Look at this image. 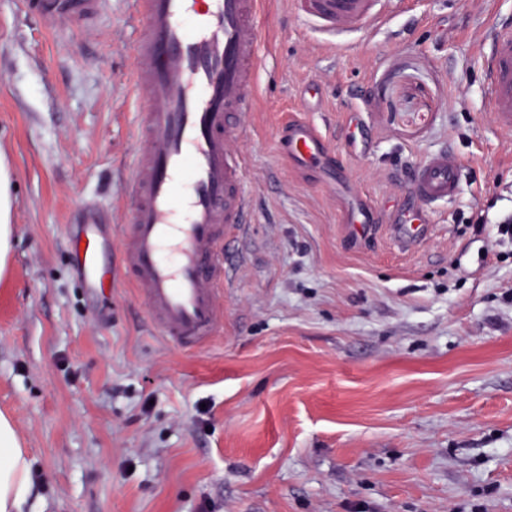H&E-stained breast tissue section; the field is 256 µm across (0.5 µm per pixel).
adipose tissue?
<instances>
[{
    "label": "adipose tissue",
    "mask_w": 512,
    "mask_h": 512,
    "mask_svg": "<svg viewBox=\"0 0 512 512\" xmlns=\"http://www.w3.org/2000/svg\"><path fill=\"white\" fill-rule=\"evenodd\" d=\"M32 491L27 451L11 420L0 414V512H23Z\"/></svg>",
    "instance_id": "adipose-tissue-1"
}]
</instances>
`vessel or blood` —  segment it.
I'll return each instance as SVG.
<instances>
[{"label":"vessel or blood","instance_id":"obj_1","mask_svg":"<svg viewBox=\"0 0 512 512\" xmlns=\"http://www.w3.org/2000/svg\"><path fill=\"white\" fill-rule=\"evenodd\" d=\"M112 0H31L42 17L87 25ZM394 0H292L328 32L378 25ZM138 36L132 85L143 106L123 226L122 266L153 329L171 346L202 350L223 330L217 293L228 278L216 246L248 222L245 163L231 149L248 129L255 102L260 41L259 0H135ZM484 102L499 132L512 138V28L496 29L485 53ZM324 150L317 128L292 122L281 151L298 166ZM461 159L438 152L422 162L395 235L412 243L427 232L433 206L459 190ZM75 261L96 286L112 279L94 237Z\"/></svg>","mask_w":512,"mask_h":512}]
</instances>
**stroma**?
<instances>
[{"label":"stroma","instance_id":"stroma-1","mask_svg":"<svg viewBox=\"0 0 512 512\" xmlns=\"http://www.w3.org/2000/svg\"><path fill=\"white\" fill-rule=\"evenodd\" d=\"M245 157L253 218L220 243L224 333L182 352L122 269L89 292L85 207L122 251L135 158L138 19L46 27L0 0V156L14 246L0 274V412L31 461L25 512H512V141L484 103L485 49L512 0H395L319 31L261 0ZM326 156L280 153L289 118ZM448 149L460 190L412 246L390 223Z\"/></svg>","mask_w":512,"mask_h":512}]
</instances>
